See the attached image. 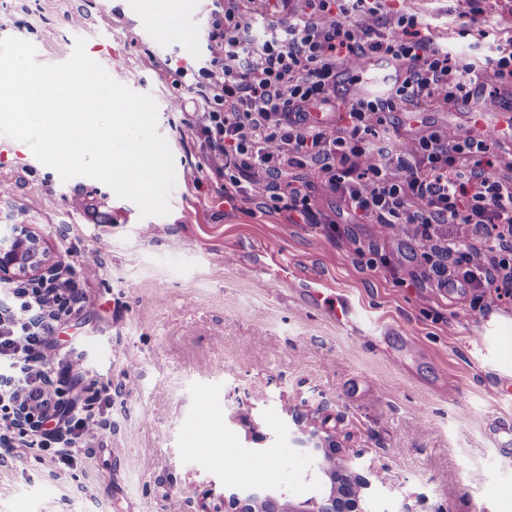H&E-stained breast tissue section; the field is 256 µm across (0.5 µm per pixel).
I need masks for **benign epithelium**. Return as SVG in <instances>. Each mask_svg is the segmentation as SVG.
I'll return each mask as SVG.
<instances>
[{"instance_id": "benign-epithelium-1", "label": "benign epithelium", "mask_w": 512, "mask_h": 512, "mask_svg": "<svg viewBox=\"0 0 512 512\" xmlns=\"http://www.w3.org/2000/svg\"><path fill=\"white\" fill-rule=\"evenodd\" d=\"M0 242V280L19 275L53 277L59 265L47 262L38 238L22 226L16 233L4 235ZM304 436L305 452L316 459L317 467L330 479L331 486L321 495L292 500L285 492H273L259 485H246L224 500L225 512H348L347 504H359L376 483L382 482L373 464H359L352 459L336 458L333 441L304 425L302 414L288 411Z\"/></svg>"}]
</instances>
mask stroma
<instances>
[{"label":"stroma","instance_id":"35a3bbf8","mask_svg":"<svg viewBox=\"0 0 512 512\" xmlns=\"http://www.w3.org/2000/svg\"><path fill=\"white\" fill-rule=\"evenodd\" d=\"M405 5L468 63L486 65L512 36V14L482 38L461 26L459 0ZM211 8L0 0V38L32 42L38 62H66L81 37L114 80L151 95L175 167L169 213L144 217L103 182L62 180L26 163L27 144L0 138V225H29L91 296L61 315L54 339L76 384L112 394L103 441L74 467L52 472L26 448L0 460V512H224L225 496L253 483L310 497L321 485L291 404L380 470L368 512H512V443L499 434L512 423V297L479 308L475 289L430 287L415 238L357 223L322 182L316 205L341 234L227 201L223 180L192 173L205 155L183 124L192 94L154 60L199 67ZM489 100L512 107V87L487 77L457 103L389 114L387 127L401 142L426 129L490 133L494 164L512 155V129H497ZM313 279L324 301L304 291ZM340 296L378 328L338 325Z\"/></svg>","mask_w":512,"mask_h":512}]
</instances>
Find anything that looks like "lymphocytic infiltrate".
Here are the masks:
<instances>
[{"label": "lymphocytic infiltrate", "mask_w": 512, "mask_h": 512, "mask_svg": "<svg viewBox=\"0 0 512 512\" xmlns=\"http://www.w3.org/2000/svg\"><path fill=\"white\" fill-rule=\"evenodd\" d=\"M209 55L192 76L198 99L186 124L204 139L205 165L230 189L292 224H333L316 209L309 173L354 218L410 228L422 249V281L437 288H491L512 295V159L481 165L488 139L431 129L386 145L376 126L388 112H416L435 97H469L479 80L402 0H214ZM382 58L401 71L383 98H350L347 126L311 119L335 106L351 59ZM371 164H364V157ZM461 225L464 235L445 234ZM76 280L27 295L0 283V450L35 449L42 465L72 466L106 424L100 389L84 402L49 386L70 364L53 346L60 312L89 306Z\"/></svg>", "instance_id": "f902f5d3"}]
</instances>
